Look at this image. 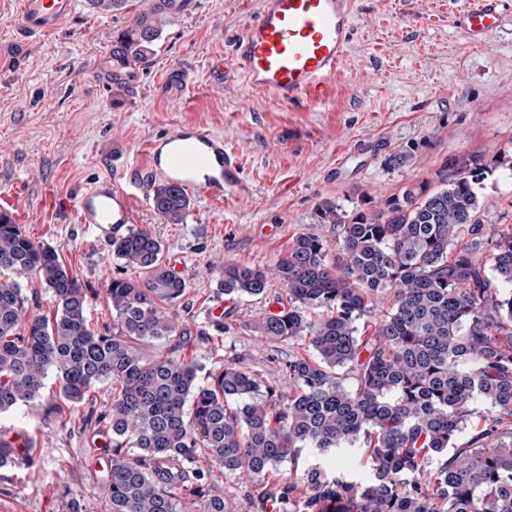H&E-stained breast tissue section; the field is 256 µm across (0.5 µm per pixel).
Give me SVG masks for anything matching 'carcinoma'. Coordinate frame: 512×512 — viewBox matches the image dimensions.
<instances>
[{"instance_id":"1","label":"carcinoma","mask_w":512,"mask_h":512,"mask_svg":"<svg viewBox=\"0 0 512 512\" xmlns=\"http://www.w3.org/2000/svg\"><path fill=\"white\" fill-rule=\"evenodd\" d=\"M160 23L157 7L136 16L112 57L145 62ZM497 169L512 172V154L455 157L435 173L439 188L421 183L350 212L325 201L317 223L334 239L301 233L269 269L222 265L226 296L264 295L273 280L287 294L251 323L267 341L309 339L313 354L289 360L281 384L235 364L200 381L197 365L175 355L192 337L177 311L189 285L150 230L112 241L141 276L112 278V325L97 333L88 291L58 250L0 212V413L38 410L51 374L72 406L107 386L112 512H177L186 498L198 512H232L199 484L198 465L258 481L285 461L293 470L274 495L299 512H512V225L491 237L480 217ZM154 208L182 224L190 198L163 183ZM29 274L55 297L52 315L33 312L18 281ZM386 300L381 320L359 326ZM313 310L323 317L311 320ZM157 343L170 354L151 353ZM475 402L484 423L459 448ZM357 444L367 448L364 479L342 465ZM305 448L330 457L333 471L299 466Z\"/></svg>"}]
</instances>
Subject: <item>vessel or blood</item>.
<instances>
[{
	"label": "vessel or blood",
	"mask_w": 512,
	"mask_h": 512,
	"mask_svg": "<svg viewBox=\"0 0 512 512\" xmlns=\"http://www.w3.org/2000/svg\"><path fill=\"white\" fill-rule=\"evenodd\" d=\"M503 0H468L450 17L470 40L483 44L502 23ZM77 0H20L14 19L24 41L58 33L73 16ZM357 0H261L259 11L233 40L217 80L245 78L250 87L288 107L327 100L343 74L355 34ZM144 177H132L120 188L84 192L78 200L80 223L92 226L99 240L121 237L135 220L137 200L151 201L147 177L185 192L228 202L252 196L238 154L223 137L187 122L147 140Z\"/></svg>",
	"instance_id": "vessel-or-blood-1"
}]
</instances>
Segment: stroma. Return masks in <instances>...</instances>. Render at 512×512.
I'll return each instance as SVG.
<instances>
[{
    "label": "stroma",
    "mask_w": 512,
    "mask_h": 512,
    "mask_svg": "<svg viewBox=\"0 0 512 512\" xmlns=\"http://www.w3.org/2000/svg\"><path fill=\"white\" fill-rule=\"evenodd\" d=\"M154 0H130L126 10L100 14L77 0L74 20L32 44L24 61L0 54V211H10L35 241L58 249L88 290L95 329L111 323L106 290L121 269L112 245L79 223L76 203L87 189L122 185L121 165L144 141L193 122L240 155L252 198L242 204L192 196L182 224L166 223L154 206L137 209L136 228L151 229L162 257L178 265L189 288L180 317L194 334L178 349L201 374L235 363L278 381L288 359L311 355L307 341L268 343L250 324L277 311L285 292L231 299L217 287L216 265H275L301 233L330 229L316 221L330 201L353 209L433 179L451 157L489 159L512 152V5L500 30L483 45L454 29L448 14L464 0H358L356 34L344 77L328 102L288 109L253 92L244 80L216 86L210 69L255 17L260 0H197L192 15L165 19L136 83L113 80L112 48L133 18ZM190 75L186 101L169 89V65ZM381 148L333 170L354 142ZM419 145L416 158H393ZM480 216L512 224V173L488 176ZM221 309L224 332L212 330ZM112 403L106 387L69 406L48 378L38 412L18 406L0 414V438L19 435L22 459L0 468V512H111L103 492L112 455L99 422ZM210 493L234 512H269L254 483L206 469Z\"/></svg>",
    "instance_id": "obj_1"
}]
</instances>
